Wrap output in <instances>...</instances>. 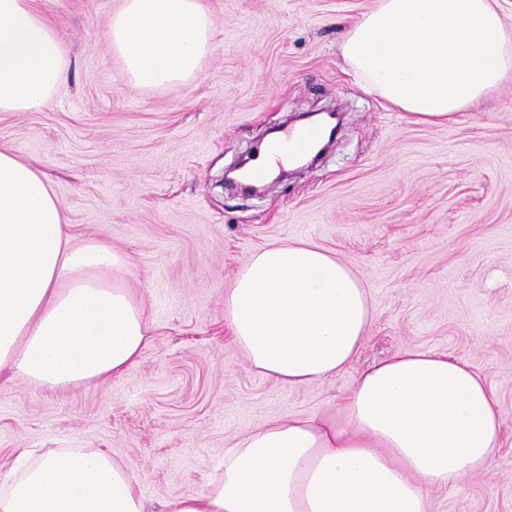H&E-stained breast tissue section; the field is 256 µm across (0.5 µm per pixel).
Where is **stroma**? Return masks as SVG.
Returning a JSON list of instances; mask_svg holds the SVG:
<instances>
[{
	"label": "stroma",
	"mask_w": 512,
	"mask_h": 512,
	"mask_svg": "<svg viewBox=\"0 0 512 512\" xmlns=\"http://www.w3.org/2000/svg\"><path fill=\"white\" fill-rule=\"evenodd\" d=\"M123 0H37L62 41L48 107L0 112V145L42 161L74 243L127 261L149 340L121 377L48 389L0 377V471L16 448H104L153 512L201 491L237 436L281 414L335 415L352 381L403 349L468 360L506 422L489 469L432 487L431 512H512V81L445 126L364 93L343 34L375 0H200L213 47L192 80L127 83L102 38ZM338 110L311 168L247 196L224 172L269 128ZM310 240L371 298L358 357L334 377L284 386L228 340L224 295L260 248Z\"/></svg>",
	"instance_id": "35a3bbf8"
}]
</instances>
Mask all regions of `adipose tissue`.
I'll return each mask as SVG.
<instances>
[{"label":"adipose tissue","mask_w":512,"mask_h":512,"mask_svg":"<svg viewBox=\"0 0 512 512\" xmlns=\"http://www.w3.org/2000/svg\"><path fill=\"white\" fill-rule=\"evenodd\" d=\"M199 0H124L104 40L141 85L186 82L212 48ZM360 88L444 126L512 80V27L496 0H376L344 34ZM67 63L36 0H0V112L47 107ZM122 255L73 244L39 161L0 145V372L50 389L117 378L148 342L144 312L117 279ZM373 310L348 265L312 242L254 253L224 295L232 343L287 386L353 362ZM505 421L463 358L402 350L353 381L337 416L285 413L239 436L224 471L163 512H430L431 487L490 467ZM0 512H150L139 479L101 448H19Z\"/></svg>","instance_id":"adipose-tissue-1"}]
</instances>
